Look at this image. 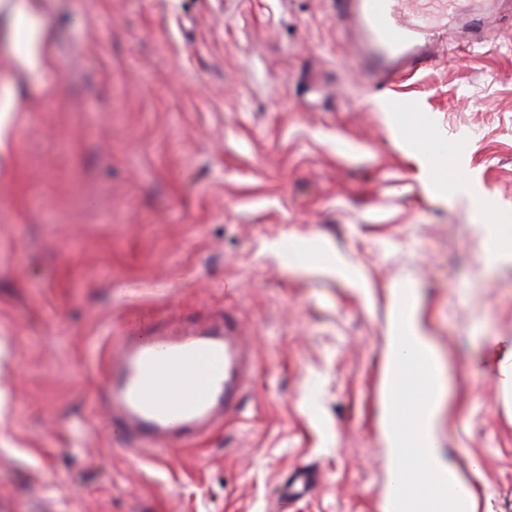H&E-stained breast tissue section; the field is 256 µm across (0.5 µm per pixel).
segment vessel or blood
Returning <instances> with one entry per match:
<instances>
[{"mask_svg": "<svg viewBox=\"0 0 512 512\" xmlns=\"http://www.w3.org/2000/svg\"><path fill=\"white\" fill-rule=\"evenodd\" d=\"M400 0H336V16L356 52L373 63L392 111H417L397 95L401 79L426 69L436 50L428 36L430 8L402 11ZM255 349L233 320L187 335L144 327L119 337L106 364L112 427L132 452L173 439L193 440L217 420L236 414L255 371ZM434 369L426 350L395 345L390 368L387 437L398 464L387 512H465L447 478L431 466L436 450L422 424L433 397Z\"/></svg>", "mask_w": 512, "mask_h": 512, "instance_id": "b4317fda", "label": "vessel or blood"}]
</instances>
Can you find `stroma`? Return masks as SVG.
<instances>
[{"mask_svg":"<svg viewBox=\"0 0 512 512\" xmlns=\"http://www.w3.org/2000/svg\"><path fill=\"white\" fill-rule=\"evenodd\" d=\"M472 16L497 37L461 40ZM38 23L56 63L25 72L0 10V512H386L402 285L449 369L442 455L475 512H512V246L485 231L512 226V0H454L404 85L451 147L435 189L334 0H42ZM228 316L257 359L241 412L128 451L97 401L114 341Z\"/></svg>","mask_w":512,"mask_h":512,"instance_id":"obj_1","label":"stroma"}]
</instances>
